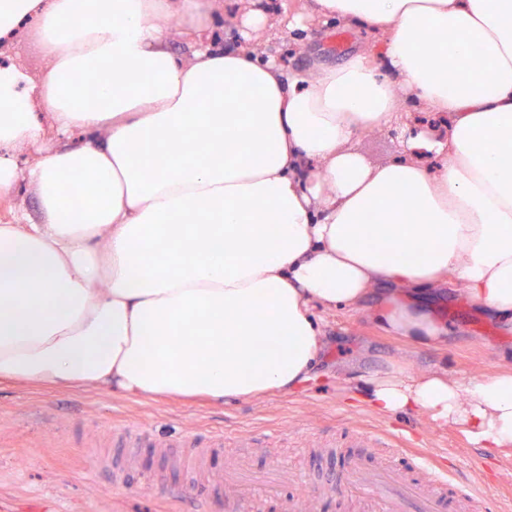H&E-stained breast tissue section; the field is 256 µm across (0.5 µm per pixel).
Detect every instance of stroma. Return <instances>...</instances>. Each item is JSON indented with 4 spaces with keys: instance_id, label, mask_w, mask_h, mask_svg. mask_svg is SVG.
I'll return each instance as SVG.
<instances>
[{
    "instance_id": "stroma-1",
    "label": "stroma",
    "mask_w": 512,
    "mask_h": 512,
    "mask_svg": "<svg viewBox=\"0 0 512 512\" xmlns=\"http://www.w3.org/2000/svg\"><path fill=\"white\" fill-rule=\"evenodd\" d=\"M270 23L251 44L275 57L288 73L318 62L330 65L358 52H372L376 35L367 26L343 29L308 19L307 0H264ZM15 65L38 76L46 65L33 33L0 47V66ZM403 126L361 133L353 145L366 161L381 165L402 154ZM425 310L448 325V343L416 349L388 336L370 319L377 305L368 295L353 309L321 312L328 338L319 379L289 396L265 397L215 406L204 400L182 402L133 398L99 390H41L0 386V512H168L169 494L200 482L180 468L177 449L141 448L128 453L112 440V430L148 428L168 440L192 435L207 445L225 433L223 455L212 467L242 457L249 467L279 466L293 474L283 495L307 500L311 512H336V501L298 484V476L321 478L339 464L345 432L364 428L406 439L408 447L447 451L469 460L456 478L486 479L490 492L512 486V448H485L462 426L435 422L424 411L383 416L361 399L367 379L402 367L407 374L432 369L449 378L479 382L506 367L512 326L490 320L451 287L419 288ZM262 437L256 451L241 448L237 434ZM122 470L123 487L112 485Z\"/></svg>"
}]
</instances>
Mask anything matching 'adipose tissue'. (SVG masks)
Segmentation results:
<instances>
[{
    "instance_id": "obj_1",
    "label": "adipose tissue",
    "mask_w": 512,
    "mask_h": 512,
    "mask_svg": "<svg viewBox=\"0 0 512 512\" xmlns=\"http://www.w3.org/2000/svg\"><path fill=\"white\" fill-rule=\"evenodd\" d=\"M220 9L0 0V41L34 23L48 60L36 79L0 67V200L23 184L38 205L0 224V384L217 405L294 394L328 349L319 311L374 291L387 334L437 346L446 324L411 291L451 278L512 323V0H309L382 41L292 76L219 46ZM175 34L190 56L168 49ZM92 67L91 93L72 76ZM408 106L449 124L368 164L355 137ZM48 123L77 144L45 145ZM183 139L195 151H173ZM364 400L512 446V368L470 384L397 368Z\"/></svg>"
}]
</instances>
